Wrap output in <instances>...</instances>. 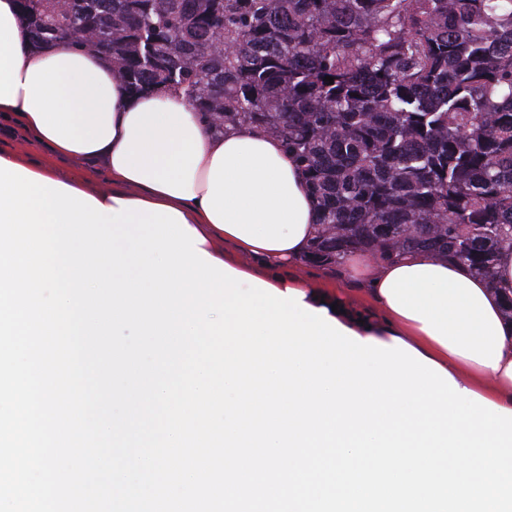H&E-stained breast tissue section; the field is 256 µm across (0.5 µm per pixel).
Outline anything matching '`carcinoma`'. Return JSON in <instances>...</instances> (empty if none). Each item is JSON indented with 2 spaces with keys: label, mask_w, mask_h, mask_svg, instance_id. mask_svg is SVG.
I'll list each match as a JSON object with an SVG mask.
<instances>
[{
  "label": "carcinoma",
  "mask_w": 512,
  "mask_h": 512,
  "mask_svg": "<svg viewBox=\"0 0 512 512\" xmlns=\"http://www.w3.org/2000/svg\"><path fill=\"white\" fill-rule=\"evenodd\" d=\"M18 7L33 47L71 41L133 94L179 92L219 129L277 138L316 202L302 261L425 251L496 285L512 250V0Z\"/></svg>",
  "instance_id": "obj_1"
}]
</instances>
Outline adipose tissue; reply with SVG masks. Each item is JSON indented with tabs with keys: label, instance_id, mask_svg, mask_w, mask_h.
<instances>
[{
	"label": "adipose tissue",
	"instance_id": "obj_1",
	"mask_svg": "<svg viewBox=\"0 0 512 512\" xmlns=\"http://www.w3.org/2000/svg\"><path fill=\"white\" fill-rule=\"evenodd\" d=\"M18 121L48 163L100 161L118 200L163 205L202 236V251L231 268L253 259L252 275L297 288L279 271L300 261L315 234V204L281 142L247 128L218 129L166 89L130 94L100 56L62 44L33 48L16 0H0V117ZM497 284L462 264L420 252L375 263L362 293L382 313L363 324L340 292L305 289L314 308L338 306L339 324L385 344L395 339L435 361L458 383L512 410V252L500 254Z\"/></svg>",
	"mask_w": 512,
	"mask_h": 512
}]
</instances>
